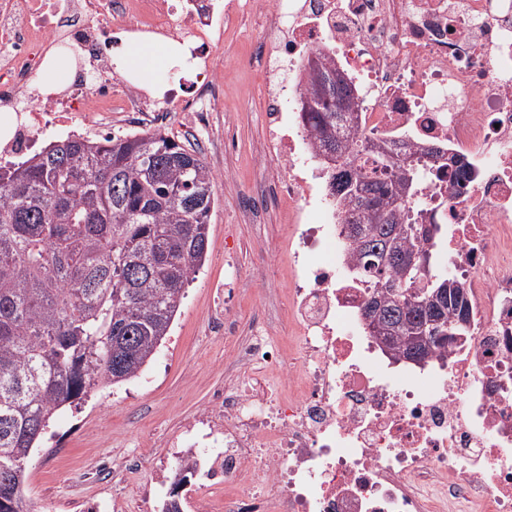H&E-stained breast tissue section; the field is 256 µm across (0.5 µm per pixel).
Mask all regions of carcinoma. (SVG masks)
I'll use <instances>...</instances> for the list:
<instances>
[{"label":"carcinoma","instance_id":"1","mask_svg":"<svg viewBox=\"0 0 512 512\" xmlns=\"http://www.w3.org/2000/svg\"><path fill=\"white\" fill-rule=\"evenodd\" d=\"M336 61L317 48L301 78L299 118L315 143L343 225L348 271L380 303L371 331L419 362L471 326L466 284L429 263L420 304L402 258L442 246L437 207L424 200L436 148L376 143L359 134L358 98L336 85ZM407 165L385 170L383 151ZM436 179L473 182L463 160ZM216 180L168 132L53 141L0 166V478L12 483L0 512H34L25 469L50 420L91 394L136 378L169 336L185 286L204 264ZM388 250L393 261L368 264ZM197 463L181 459L163 512H183L179 489Z\"/></svg>","mask_w":512,"mask_h":512}]
</instances>
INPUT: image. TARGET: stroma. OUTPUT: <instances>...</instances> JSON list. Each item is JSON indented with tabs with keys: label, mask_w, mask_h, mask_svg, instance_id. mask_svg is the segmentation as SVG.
Wrapping results in <instances>:
<instances>
[{
	"label": "stroma",
	"mask_w": 512,
	"mask_h": 512,
	"mask_svg": "<svg viewBox=\"0 0 512 512\" xmlns=\"http://www.w3.org/2000/svg\"><path fill=\"white\" fill-rule=\"evenodd\" d=\"M267 8L268 0H248L237 28L213 42L221 96L207 125L189 112L161 118L151 112H89L44 134L48 142L73 134L94 140L161 128L190 141L223 179L216 186L207 259L166 342L138 378L92 394L50 421L26 465L24 491L36 512H162L178 463L171 445L186 423L223 391L226 379L263 374L234 362V346L221 328L229 255L244 272L239 340L249 339L250 319L285 318L282 297L256 304L253 270L258 256L284 238L288 222V207L277 196L249 197L256 182L273 181L272 170L261 167L265 76L255 61L267 38Z\"/></svg>",
	"instance_id": "35a3bbf8"
}]
</instances>
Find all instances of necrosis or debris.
Wrapping results in <instances>:
<instances>
[{"label": "necrosis or debris", "mask_w": 512, "mask_h": 512, "mask_svg": "<svg viewBox=\"0 0 512 512\" xmlns=\"http://www.w3.org/2000/svg\"><path fill=\"white\" fill-rule=\"evenodd\" d=\"M214 0H0V110L18 117L0 161L38 130L82 112H192L220 89L202 57L194 95L164 101L122 82L116 32L197 45L234 30ZM264 46L266 153L292 218L286 326H258L240 351L268 379L225 388L180 447L223 448L224 495L197 512H512V0H274ZM317 48L358 93L363 136L441 147L476 170L464 191L433 182L445 229L438 263L469 289L471 329L416 363L388 353L363 316L368 290L345 275L341 218L292 106ZM76 60L55 91L36 81L52 50Z\"/></svg>", "instance_id": "necrosis-or-debris-1"}]
</instances>
